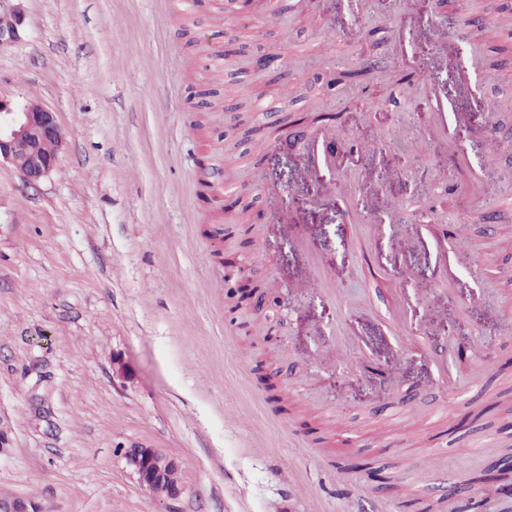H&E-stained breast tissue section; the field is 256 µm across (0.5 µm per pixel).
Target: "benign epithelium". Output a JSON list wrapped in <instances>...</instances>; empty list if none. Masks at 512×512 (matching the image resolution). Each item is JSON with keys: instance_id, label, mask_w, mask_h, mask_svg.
<instances>
[{"instance_id": "obj_1", "label": "benign epithelium", "mask_w": 512, "mask_h": 512, "mask_svg": "<svg viewBox=\"0 0 512 512\" xmlns=\"http://www.w3.org/2000/svg\"><path fill=\"white\" fill-rule=\"evenodd\" d=\"M22 11L12 0H0V47L20 37ZM64 137L53 112L31 102L20 112L0 101V163L11 164L19 176L33 183L54 166ZM128 465L155 498L173 499L179 488L168 483L177 464L155 448L131 447L124 451ZM0 512H42L37 502L24 497H1Z\"/></svg>"}]
</instances>
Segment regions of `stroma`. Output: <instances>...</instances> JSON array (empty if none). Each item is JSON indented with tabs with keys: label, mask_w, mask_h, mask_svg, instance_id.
Listing matches in <instances>:
<instances>
[{
	"label": "stroma",
	"mask_w": 512,
	"mask_h": 512,
	"mask_svg": "<svg viewBox=\"0 0 512 512\" xmlns=\"http://www.w3.org/2000/svg\"><path fill=\"white\" fill-rule=\"evenodd\" d=\"M238 28L225 63L227 0H21L20 38L0 49V100L56 112L65 145L50 173L24 183L0 165V496L43 512H356L413 500L448 512V495L477 512H512V497L476 475L512 459V213L465 195L488 128L512 171V51L501 19L512 0H266ZM475 59L472 90L438 67V30ZM199 46L188 45V37ZM275 55L294 77L253 68ZM472 57V56H471ZM375 60L383 73L359 93L342 67ZM448 97V151L417 160L410 139L429 121L424 84ZM236 95L257 84L229 138L221 112L188 84ZM335 122L337 193L320 195L304 166L310 109ZM467 113V123L456 121ZM294 130L275 145L276 131ZM392 145L359 153L377 133ZM228 199L259 216L234 242L224 216L198 197L200 162ZM368 176L402 206L386 236L353 239L340 194ZM282 193L281 205L269 202ZM293 220L283 224L279 207ZM468 220L477 264L440 290L432 221ZM262 252L264 262L253 259ZM318 254L340 296L309 294ZM415 295L411 333L390 320V289ZM370 299V315L356 311ZM360 338L344 365L320 355L341 327ZM448 370L498 372L462 394L437 393L427 351ZM391 450H381V442ZM469 455H456L460 444ZM156 448L178 464V498L162 502L123 452ZM341 463L339 481L328 461Z\"/></svg>",
	"instance_id": "obj_1"
}]
</instances>
